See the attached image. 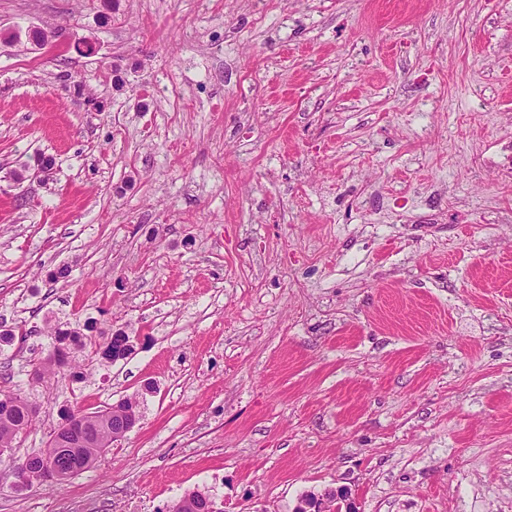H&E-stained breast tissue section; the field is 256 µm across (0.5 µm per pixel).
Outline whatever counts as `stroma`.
I'll return each mask as SVG.
<instances>
[{
  "mask_svg": "<svg viewBox=\"0 0 512 512\" xmlns=\"http://www.w3.org/2000/svg\"><path fill=\"white\" fill-rule=\"evenodd\" d=\"M0 327V512H512V0H0ZM9 398L13 402V406L8 417H0V448H13V443L21 436L20 430L23 427L32 426L36 416V406H29V414L27 407L29 400L25 395H22L20 390L1 389L0 401L3 398ZM108 409L110 410L109 412L111 417L106 424H99L96 421L95 418H97L99 411L69 414L66 420H68L71 425L70 434L74 435L92 431L99 440L104 443H108L112 442V436H116L117 439L121 438L125 433L132 430L139 422L140 418L139 416H136L130 420L126 430L122 429L131 416L139 415L140 413L139 403L136 400H121L113 407L115 410L113 417L112 405ZM70 425L69 423H65L60 427L58 433L66 432L70 428ZM119 429L122 430L117 432ZM112 432L117 433L112 434ZM99 440H89V438L85 436L76 439L69 438L66 435L58 436L56 441L53 440L50 445L43 448V464L38 470H30L26 464L23 466L25 471L23 480L25 482L37 481L39 483H44L54 479L61 480L62 474L60 471L65 474L74 473L73 475H76L90 469L95 465L98 457L90 460L87 458L75 457L72 454L77 452V448H102L104 450L106 447L110 446V444L103 446ZM53 448H58L59 452H67H62L59 455H56L53 452ZM56 456L58 457L56 458ZM54 460L59 469L55 466Z\"/></svg>",
  "mask_w": 512,
  "mask_h": 512,
  "instance_id": "obj_1",
  "label": "stroma"
}]
</instances>
